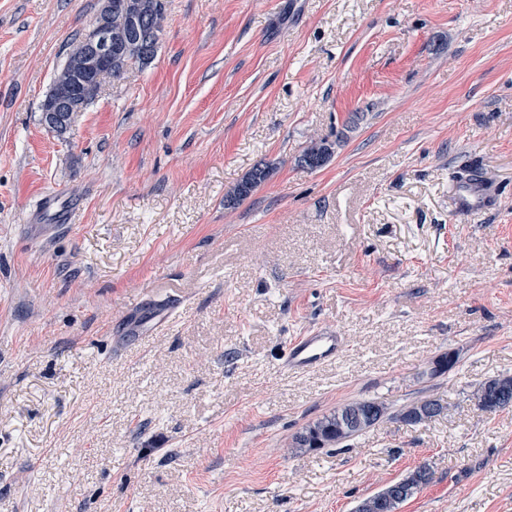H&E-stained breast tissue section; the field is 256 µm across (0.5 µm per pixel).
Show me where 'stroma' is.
<instances>
[{"mask_svg":"<svg viewBox=\"0 0 512 512\" xmlns=\"http://www.w3.org/2000/svg\"><path fill=\"white\" fill-rule=\"evenodd\" d=\"M166 2L59 136L40 105L103 0H0V512H354L421 466L397 512H512V407L472 399L512 376V0ZM471 171L499 201L459 216ZM50 194L68 223L31 224ZM313 328L346 349L284 371ZM269 167H256L224 195V205L231 207L240 203L269 177ZM429 408H434L436 412L428 413ZM445 408L439 400L427 399L391 412L390 407L384 402L361 399L316 419L294 436L293 443L296 448H334L385 420H397L416 425L439 416ZM367 412H372V418L377 421L376 424L358 421V416L365 417Z\"/></svg>","mask_w":512,"mask_h":512,"instance_id":"1","label":"stroma"}]
</instances>
